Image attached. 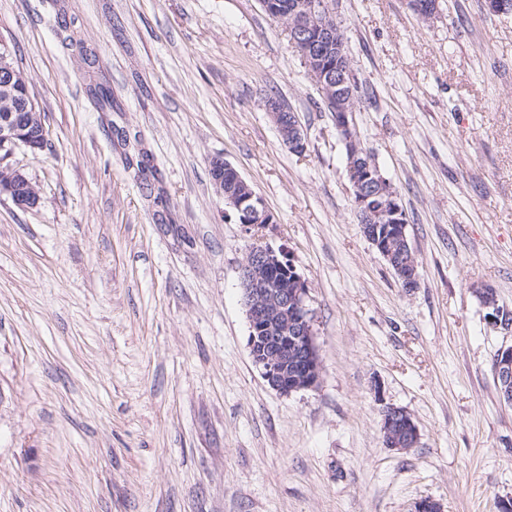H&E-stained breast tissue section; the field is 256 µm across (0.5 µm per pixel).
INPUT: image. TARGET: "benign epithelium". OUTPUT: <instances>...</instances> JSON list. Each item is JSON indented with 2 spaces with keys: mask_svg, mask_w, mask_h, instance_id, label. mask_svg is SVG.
<instances>
[{
  "mask_svg": "<svg viewBox=\"0 0 512 512\" xmlns=\"http://www.w3.org/2000/svg\"><path fill=\"white\" fill-rule=\"evenodd\" d=\"M278 18L287 24L292 47L319 87L326 107L334 112L336 127L351 158L348 176L356 214L367 239L388 260L404 288L417 287L418 263L408 243L406 213L389 182L365 159L367 151L349 120L354 112V73L346 45L336 34L334 10L324 0H296ZM21 81L23 76L7 54H0V87L7 89ZM266 110L283 143L291 151L302 153L304 137L291 108L276 98H269ZM34 119V114L25 109L5 112L0 118V194H7L22 210L36 208L40 196L20 169L3 165L1 161L18 146L33 151L39 148L30 132ZM211 166L222 172L214 183L224 193L225 204L246 233L273 223L262 199L229 161L216 157ZM379 198L384 200V217L388 223L381 234L374 226ZM277 273L281 277L272 280ZM240 279L249 324L250 353L256 365L262 367L268 384L282 394L317 387L321 362L306 308L309 287L291 257L267 243L256 244L246 253ZM494 371L502 397L512 403V346L498 351ZM381 432L386 447L398 451L416 447L420 439L413 418L399 407L387 406L381 411Z\"/></svg>",
  "mask_w": 512,
  "mask_h": 512,
  "instance_id": "obj_1",
  "label": "benign epithelium"
}]
</instances>
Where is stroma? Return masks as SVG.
<instances>
[{"label":"stroma","mask_w":512,"mask_h":512,"mask_svg":"<svg viewBox=\"0 0 512 512\" xmlns=\"http://www.w3.org/2000/svg\"><path fill=\"white\" fill-rule=\"evenodd\" d=\"M356 133L396 189L418 261L402 288L358 222L345 145L286 25L259 0H0V42L47 132L0 196V512H498L512 404V14L336 0ZM73 31L82 46L64 42ZM112 89L99 111L93 82ZM288 105L305 149L265 109ZM275 216L307 280L320 384L273 390L247 345L252 243L210 161ZM417 447L385 446L381 410ZM494 371L502 397L512 403V346L498 351L494 359ZM381 432L388 448L407 451L416 447L420 432L411 415L402 408L387 406L381 411Z\"/></svg>","instance_id":"obj_1"}]
</instances>
